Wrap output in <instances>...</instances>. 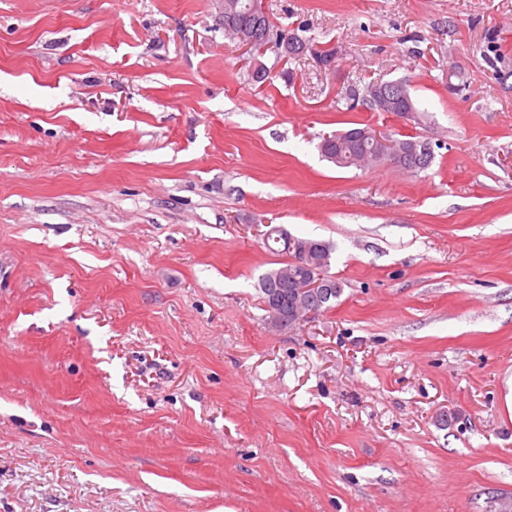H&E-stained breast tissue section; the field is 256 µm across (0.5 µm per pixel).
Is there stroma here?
<instances>
[{
	"mask_svg": "<svg viewBox=\"0 0 512 512\" xmlns=\"http://www.w3.org/2000/svg\"><path fill=\"white\" fill-rule=\"evenodd\" d=\"M263 2L334 68L254 82L220 0H0V512L512 503V0ZM363 126L431 165L321 156ZM271 225L343 287L290 329ZM381 83L383 82H369L365 84L361 96L358 89L351 88L349 89V93H347L348 98L352 99L354 102L361 99L362 106H365L369 110H375V112H398L397 114L405 115L419 111L418 102L411 95L408 85L405 82L403 84L404 91L402 96L394 95L396 100L392 101L393 104L388 103L383 105L376 97V92L378 88L381 87ZM393 85V83H390L381 87V94L384 99L387 98L386 93L390 92ZM399 111H401V113H399ZM362 128L370 129L369 127L351 128L345 132L330 135L328 141L323 137L318 145L321 155L338 167H351L357 164L358 166L361 164L375 166L390 162L395 166L403 165L401 169L412 172L428 168L434 158L433 149L430 152H424V149L432 148L427 147L429 142L413 136L389 137L388 140L392 146L387 147V153L376 154L370 151L372 144L367 139L358 138V132L355 130ZM365 155L368 157L366 162H364Z\"/></svg>",
	"mask_w": 512,
	"mask_h": 512,
	"instance_id": "35a3bbf8",
	"label": "stroma"
}]
</instances>
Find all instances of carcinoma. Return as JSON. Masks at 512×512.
<instances>
[{
    "label": "carcinoma",
    "mask_w": 512,
    "mask_h": 512,
    "mask_svg": "<svg viewBox=\"0 0 512 512\" xmlns=\"http://www.w3.org/2000/svg\"><path fill=\"white\" fill-rule=\"evenodd\" d=\"M231 13L224 14V35L231 41L241 43L240 36L252 41L251 52L255 53L261 47L268 46V51L274 53L273 66L278 65L283 58L292 60L304 55L308 50L320 67L328 66L329 62L336 59V48L313 47V43L300 37L297 33H289L269 22L259 10L253 9V0H233ZM381 87L379 82H369L363 90L349 89L348 98L362 102L369 110L377 112H399L403 115L418 111V102L411 95L408 85H403L402 95L396 97L393 103L386 105L378 101L376 92ZM392 146L387 148L384 154H376L371 151V143L358 138V132L351 128L342 133L330 136V140H323L318 148L323 157L333 162L338 167H351L365 162L370 165H381L389 162L402 169L417 172L428 168L434 158V152H424L428 142L409 136L407 138H389ZM267 246H275L277 249L289 254L291 261L284 266L272 270L260 279V289L263 293V302L267 312L275 311L280 315L283 326H289L292 321L293 311L296 305L302 302V297L297 295L296 280L300 278L323 276L333 282L335 293L330 297H315L311 293L307 298L314 299L312 306L316 311L330 307V303L342 293V284L329 275L331 265L332 247L321 242L320 250L305 256L300 254L299 248L314 244L316 240L309 237H301L291 234L281 227L276 233L268 236Z\"/></svg>",
    "instance_id": "obj_1"
}]
</instances>
